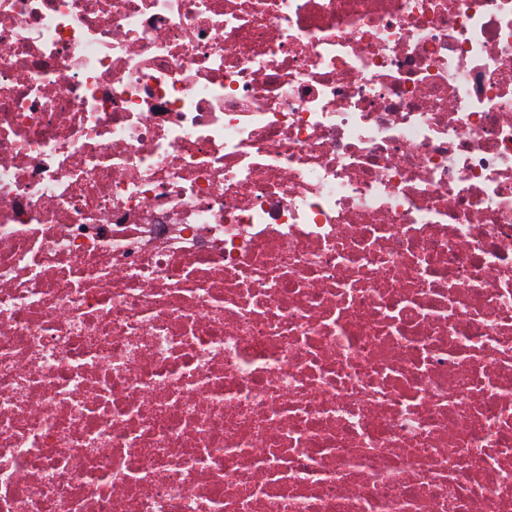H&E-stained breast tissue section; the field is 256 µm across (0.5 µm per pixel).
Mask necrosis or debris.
<instances>
[{"label": "necrosis or debris", "mask_w": 512, "mask_h": 512, "mask_svg": "<svg viewBox=\"0 0 512 512\" xmlns=\"http://www.w3.org/2000/svg\"><path fill=\"white\" fill-rule=\"evenodd\" d=\"M0 512H512V0H0Z\"/></svg>", "instance_id": "4bbe7bcc"}]
</instances>
